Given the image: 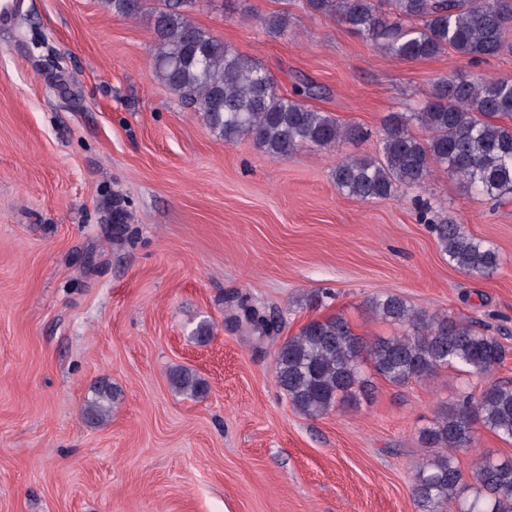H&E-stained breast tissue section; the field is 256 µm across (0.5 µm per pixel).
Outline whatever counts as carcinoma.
I'll return each instance as SVG.
<instances>
[{"mask_svg": "<svg viewBox=\"0 0 512 512\" xmlns=\"http://www.w3.org/2000/svg\"><path fill=\"white\" fill-rule=\"evenodd\" d=\"M116 15L148 17L155 35L153 70L178 100L199 113L224 143L251 137L273 157L303 147L327 149L360 140L368 131L341 125L307 106V86L282 94L249 56L190 17L196 0H103ZM313 15L334 16L391 58L413 61L452 51L470 61L496 57L512 28V0H305ZM272 35L285 32L289 15L257 18ZM378 154L348 156L334 170L338 190L363 202L386 199L402 188H419L433 172L458 179L478 197L512 200V77L460 74L436 79L411 112H393L380 130ZM448 264L472 277H490L501 254L452 221L432 223ZM372 315L402 334L367 339L341 315L314 319L278 349L275 377L298 412L320 416L353 407L369 395L362 370L369 360L384 380L403 385L428 379L441 368L482 377L506 358L507 349L476 322L457 321L413 308L405 299L379 293L367 301ZM238 324L262 339L277 324L241 302ZM172 387L199 398L205 381L187 368L170 375ZM111 388L103 385L83 413L93 423L109 413ZM512 442V383L494 382L440 406L418 437L431 449L417 467L412 495L420 512H512V461L478 458L473 494L456 453L476 447L477 430Z\"/></svg>", "mask_w": 512, "mask_h": 512, "instance_id": "1", "label": "carcinoma"}]
</instances>
